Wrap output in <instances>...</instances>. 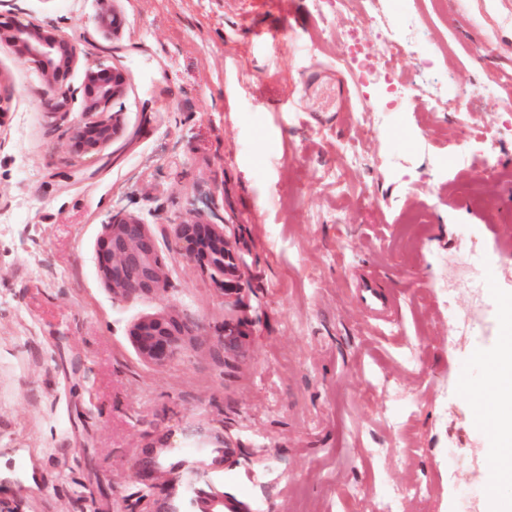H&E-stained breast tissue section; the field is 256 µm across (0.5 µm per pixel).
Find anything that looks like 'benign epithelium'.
<instances>
[{"label":"benign epithelium","instance_id":"benign-epithelium-1","mask_svg":"<svg viewBox=\"0 0 512 512\" xmlns=\"http://www.w3.org/2000/svg\"><path fill=\"white\" fill-rule=\"evenodd\" d=\"M10 43L42 71L49 88L59 92L52 107L59 110L67 100L61 80L77 63L74 44L51 28H39L20 21L14 23ZM126 93L124 75L114 69L89 67L83 88V120L71 132V148L85 155L96 153L112 141L118 126L112 105ZM175 235L188 259L201 258L224 277V288L241 290L244 258L234 246L223 224H212L199 216L176 225ZM99 269L107 286L115 294L139 296L165 288V273L155 242L147 225L132 214H116L106 224L99 257ZM192 335L187 322L173 315H158L135 323L130 331L140 358L153 365H164L185 347ZM243 335L242 326L227 324L222 333V349L233 351ZM134 475L143 482L137 501L151 504L147 512H181L166 501L153 497L149 479L161 473L155 450L146 448L133 462ZM211 467L200 463L190 467L182 480L190 505L197 512H224V493L210 477Z\"/></svg>","mask_w":512,"mask_h":512}]
</instances>
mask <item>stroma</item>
<instances>
[{"label":"stroma","instance_id":"1","mask_svg":"<svg viewBox=\"0 0 512 512\" xmlns=\"http://www.w3.org/2000/svg\"><path fill=\"white\" fill-rule=\"evenodd\" d=\"M389 2L390 28L420 14L434 79L483 87L462 119L426 107L415 59L391 74L413 86L401 102L339 68L350 25L374 41L360 0L345 14L316 0H0V27L53 26L78 56L55 112L0 39V512H118L147 447L157 496L177 507L178 474L202 461L224 512H491L457 376L477 347L468 323L494 316L483 269L512 291V0ZM88 65L121 70L128 89L112 142L77 156ZM312 70L324 78L310 90ZM460 151L469 163L450 165ZM118 213L147 224L164 290L124 297L102 279ZM200 214L235 237L240 295L176 244L175 225ZM368 281L391 323L366 309ZM156 314L198 330L162 366L129 336ZM229 321L244 334L226 353ZM219 433L232 465L214 461Z\"/></svg>","mask_w":512,"mask_h":512}]
</instances>
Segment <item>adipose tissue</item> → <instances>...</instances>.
<instances>
[{
    "instance_id": "adipose-tissue-1",
    "label": "adipose tissue",
    "mask_w": 512,
    "mask_h": 512,
    "mask_svg": "<svg viewBox=\"0 0 512 512\" xmlns=\"http://www.w3.org/2000/svg\"><path fill=\"white\" fill-rule=\"evenodd\" d=\"M511 357L512 349L507 347L498 349L496 354L478 357L484 365V378L476 386V405L490 415L495 425L490 439L498 444L493 451L496 478L489 485L494 512H507L512 507V448L505 445L512 435V416L502 413L503 405L512 403V376L503 370L504 363Z\"/></svg>"
}]
</instances>
